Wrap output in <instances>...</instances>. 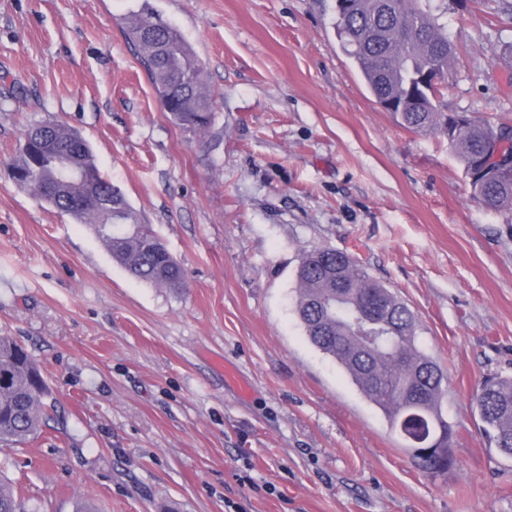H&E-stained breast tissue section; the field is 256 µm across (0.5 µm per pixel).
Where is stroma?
Wrapping results in <instances>:
<instances>
[{"mask_svg": "<svg viewBox=\"0 0 512 512\" xmlns=\"http://www.w3.org/2000/svg\"><path fill=\"white\" fill-rule=\"evenodd\" d=\"M203 64L214 121L163 112L129 13ZM457 59L449 111L512 122V12L431 0ZM336 0H0V336L39 363L64 424L0 447L28 512H512V459L472 395L512 375V228L435 132L376 103ZM78 131L184 270L132 278L88 226L5 172L24 130ZM353 254L418 321L458 460L418 470L293 311L303 251Z\"/></svg>", "mask_w": 512, "mask_h": 512, "instance_id": "1", "label": "stroma"}]
</instances>
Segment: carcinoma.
Segmentation results:
<instances>
[{
	"instance_id": "carcinoma-1",
	"label": "carcinoma",
	"mask_w": 512,
	"mask_h": 512,
	"mask_svg": "<svg viewBox=\"0 0 512 512\" xmlns=\"http://www.w3.org/2000/svg\"><path fill=\"white\" fill-rule=\"evenodd\" d=\"M336 14L337 34L378 104L397 101L401 124L438 132L459 156L473 197L510 215L512 225V125L448 112L442 94L455 60L443 14L420 0H349ZM137 59L174 124L206 131L214 117L202 66L178 30L141 9L126 18ZM439 74L426 89L420 77ZM89 174L75 187L58 178L63 157ZM10 177L36 197L80 224L91 225L112 259L135 279L172 289L184 287L182 267L157 237L136 222L122 191L104 177L85 138L66 124L42 120L23 134L8 163ZM295 312L308 340L332 357L350 380L385 415L390 428L417 436L444 430L439 457L412 456L415 465L440 475L457 465L453 431L444 416L446 382L441 366L416 347L417 323L408 306L375 280L346 251L315 247L300 257ZM483 430L498 451L512 458V378L494 376L474 392ZM56 419L47 383L20 345L0 336V445L23 442ZM0 512H27L9 480L0 476Z\"/></svg>"
}]
</instances>
